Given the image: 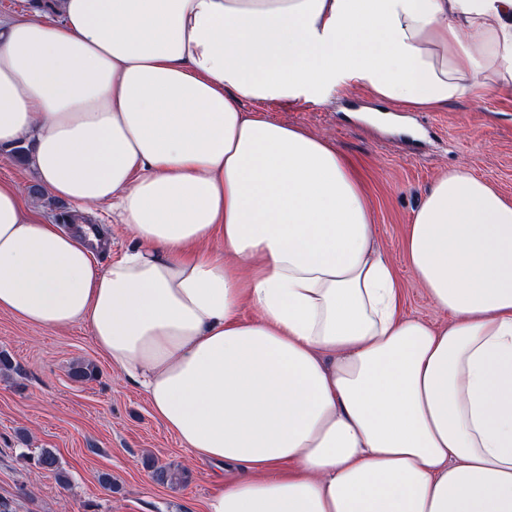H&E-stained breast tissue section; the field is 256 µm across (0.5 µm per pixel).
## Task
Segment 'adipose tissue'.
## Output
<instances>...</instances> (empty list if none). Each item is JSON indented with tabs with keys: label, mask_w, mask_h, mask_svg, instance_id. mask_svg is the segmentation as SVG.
I'll list each match as a JSON object with an SVG mask.
<instances>
[{
	"label": "adipose tissue",
	"mask_w": 512,
	"mask_h": 512,
	"mask_svg": "<svg viewBox=\"0 0 512 512\" xmlns=\"http://www.w3.org/2000/svg\"><path fill=\"white\" fill-rule=\"evenodd\" d=\"M406 110L512 85V0H56L0 18V148L135 241L0 182V310L81 324L194 458L206 512H512V200L438 177L402 312L349 160L263 106L339 84ZM252 308L253 318L241 317ZM90 224H100L106 231L108 245L95 253V259L103 266L109 264L112 258L135 244L132 237L123 229L121 224H113L112 212L107 204L98 205L90 211L79 213Z\"/></svg>",
	"instance_id": "1"
}]
</instances>
